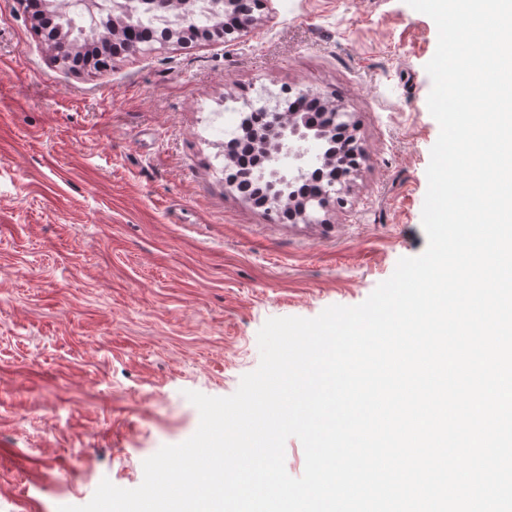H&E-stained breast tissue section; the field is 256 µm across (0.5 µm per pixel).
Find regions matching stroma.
<instances>
[{"mask_svg": "<svg viewBox=\"0 0 512 512\" xmlns=\"http://www.w3.org/2000/svg\"><path fill=\"white\" fill-rule=\"evenodd\" d=\"M222 40L95 72L0 0V512L82 506L190 438L268 319L356 306L427 248L438 31L406 0H267ZM321 92L363 150L341 202L273 220L226 182L223 117Z\"/></svg>", "mask_w": 512, "mask_h": 512, "instance_id": "1", "label": "stroma"}]
</instances>
